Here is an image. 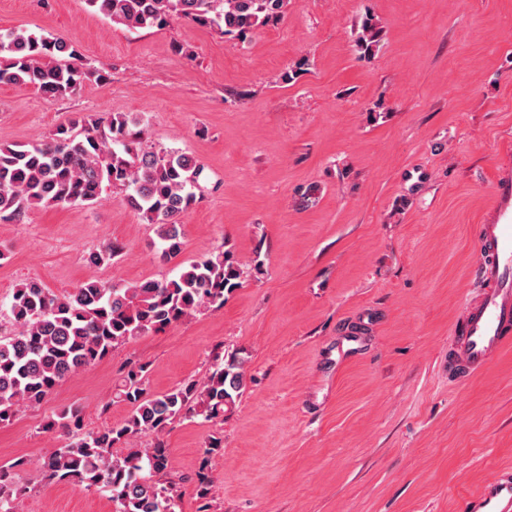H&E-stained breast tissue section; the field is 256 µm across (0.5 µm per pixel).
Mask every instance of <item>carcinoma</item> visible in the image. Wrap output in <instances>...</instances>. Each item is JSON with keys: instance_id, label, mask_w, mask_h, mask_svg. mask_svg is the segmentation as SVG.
I'll return each mask as SVG.
<instances>
[{"instance_id": "carcinoma-1", "label": "carcinoma", "mask_w": 512, "mask_h": 512, "mask_svg": "<svg viewBox=\"0 0 512 512\" xmlns=\"http://www.w3.org/2000/svg\"><path fill=\"white\" fill-rule=\"evenodd\" d=\"M95 12L128 30L164 28L179 18L244 37L276 17L284 0H86ZM106 79L78 49L58 38L0 31V83L33 87L50 99L78 93L90 78ZM144 121L123 113L75 118L34 144L0 145V214L17 220L33 207L93 206L109 188L120 202L155 225L168 261L181 251L182 218L197 201L203 167L193 157L156 148ZM122 247L109 241L89 253L93 266L112 263ZM241 270L228 251L216 250L171 279L134 284L90 279L54 294L37 279L16 286L8 306V332L0 334V425L33 407L63 381L93 367L112 352L158 333L202 309L219 310L240 286ZM207 380L188 381L166 393L147 390L148 365L128 361L111 402L131 407L127 418L83 431L79 406L62 409L43 425L71 441L39 460L45 476L80 489L110 493L116 512H175L172 489L163 483L168 448L161 441L135 447L176 420L201 417L221 422L246 387L238 352L215 356ZM30 460L0 467V512H13L19 494L13 474Z\"/></svg>"}]
</instances>
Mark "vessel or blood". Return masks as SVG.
<instances>
[{
    "instance_id": "vessel-or-blood-1",
    "label": "vessel or blood",
    "mask_w": 512,
    "mask_h": 512,
    "mask_svg": "<svg viewBox=\"0 0 512 512\" xmlns=\"http://www.w3.org/2000/svg\"><path fill=\"white\" fill-rule=\"evenodd\" d=\"M482 260L475 275L482 285L468 300L448 349L449 377L466 381L512 346V172L499 178L496 206L479 227ZM466 512H512V476L491 479L466 505Z\"/></svg>"
}]
</instances>
